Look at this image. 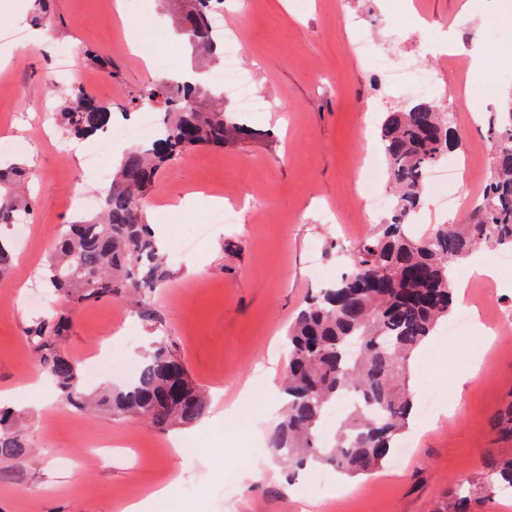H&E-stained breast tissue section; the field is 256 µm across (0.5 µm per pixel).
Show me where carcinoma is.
<instances>
[{"label": "carcinoma", "mask_w": 512, "mask_h": 512, "mask_svg": "<svg viewBox=\"0 0 512 512\" xmlns=\"http://www.w3.org/2000/svg\"><path fill=\"white\" fill-rule=\"evenodd\" d=\"M222 12L224 0H179L176 31L198 63L221 61L213 16ZM33 21L45 29L56 26L49 0H34ZM139 98L162 106L158 136L122 156L101 193L99 218L64 226L45 280L74 306L133 295L139 315L157 322L142 295L160 287L170 270L150 231L145 193L165 166L192 150L221 149L255 137L256 130L224 111L222 93L202 78L192 85L151 82ZM60 100L56 119L70 136L84 139L112 124V110L79 84L62 90ZM487 125L495 148L481 203L461 224H433L413 235L410 221L423 207L427 171L461 145L463 131L452 113L429 100L385 113L378 137L392 215L354 247L348 271L311 297L289 326L285 403L270 438L274 458L294 469L318 462L357 477L381 468L394 453L415 412L406 389L408 360L452 313L453 268L481 247L512 249V99L488 115ZM28 177L22 164L0 165V279L15 257L10 228L20 216L34 218V205L18 192ZM71 324V315L56 312L33 321L25 337L63 402L84 411L89 400L79 370L61 348ZM348 392L356 403L326 447L317 432L328 407ZM96 405L115 417L142 416L161 433L192 426L208 410L204 392L165 336L144 354L136 376ZM15 421V411L0 404V457L27 448ZM492 422L499 439L512 444V393ZM505 489L512 491V447L490 449L477 476L448 490L435 512H477L476 506Z\"/></svg>", "instance_id": "1"}]
</instances>
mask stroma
I'll return each instance as SVG.
<instances>
[{"instance_id": "1", "label": "stroma", "mask_w": 512, "mask_h": 512, "mask_svg": "<svg viewBox=\"0 0 512 512\" xmlns=\"http://www.w3.org/2000/svg\"><path fill=\"white\" fill-rule=\"evenodd\" d=\"M512 0H347L391 57H405L415 68L432 70L446 111L475 114L494 110L512 95V15L502 5ZM58 18L43 46L10 49L0 56V146L35 163L38 178L29 185L35 201V229L26 254L16 255L9 278L0 283V395L8 396L28 438L26 453L0 458V512H123L128 501L150 487L176 480L166 512H434L448 488L476 471L481 454L499 447L491 419L512 392V330L496 337L479 377L463 381L467 351L482 348L481 335L469 329L447 349L424 345L410 363L414 398L423 389L420 368L433 354L434 380L448 416L429 430L408 431L417 446L402 471L386 463L377 473L356 478L349 494L336 495V471L317 465L292 470L271 453L245 455L248 441H270L275 417L269 404L279 395L286 359L284 335L313 293L323 273L339 276L352 247L374 233L388 214L366 219L361 209L363 164L382 163L376 149L381 113L415 100L413 91L393 87L370 61L352 48L353 29L337 17L336 0H224V35L242 46L240 66L254 93L269 103L248 114L258 129L252 139L224 149H198L164 168L150 196L149 223L163 230L173 249L179 224L195 223L211 211L170 209L172 201L201 191L236 196V223L214 225L192 252L171 262L172 276L150 297L186 362L193 380L207 390L206 416L186 429L159 433L135 416L83 412L60 402L29 352L24 331L40 308L27 306L23 287L42 279L47 259L63 225L85 218L81 204L93 175L74 163V150L93 153V139L77 143L60 129L42 138L37 114L58 109V49L75 45L72 75L114 120L108 130L112 156L130 142L123 115L130 100L153 81L126 44L128 31H146L150 50L171 47L181 68L192 65L187 45L169 26L157 23L158 0H133L117 18L114 0H52ZM455 37L459 60L430 52L442 35ZM486 47L481 68L468 64L472 46ZM106 61L115 76L101 70ZM465 142L482 157L467 181L453 184L463 195L481 190L490 171L494 142L486 123L464 129ZM493 310L512 315V267L503 269L497 287L475 281L455 314ZM63 343L66 354L87 371L92 392L120 385L156 334L131 304L115 299L78 307ZM462 392H454L456 381ZM264 389L267 404L252 407L250 420L225 418L241 390ZM194 457V479L204 492L189 493L185 460ZM249 478H242L243 467ZM236 481V499L225 507L224 477ZM306 497L297 500V488Z\"/></svg>"}]
</instances>
